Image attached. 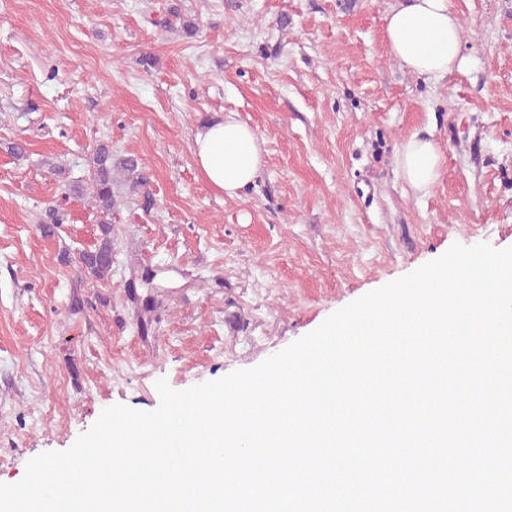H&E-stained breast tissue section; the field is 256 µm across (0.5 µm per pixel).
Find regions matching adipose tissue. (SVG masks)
<instances>
[{"instance_id": "obj_1", "label": "adipose tissue", "mask_w": 512, "mask_h": 512, "mask_svg": "<svg viewBox=\"0 0 512 512\" xmlns=\"http://www.w3.org/2000/svg\"><path fill=\"white\" fill-rule=\"evenodd\" d=\"M387 50L401 67L424 80H440L469 65L462 52L460 18L451 0H398L386 16ZM195 165L214 190L235 198L259 179L265 165L257 131L236 113L207 122L191 147ZM395 162L414 192L428 191L442 175L432 140H403Z\"/></svg>"}]
</instances>
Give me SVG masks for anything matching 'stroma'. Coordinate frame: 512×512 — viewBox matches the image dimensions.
Instances as JSON below:
<instances>
[{
    "instance_id": "1",
    "label": "stroma",
    "mask_w": 512,
    "mask_h": 512,
    "mask_svg": "<svg viewBox=\"0 0 512 512\" xmlns=\"http://www.w3.org/2000/svg\"><path fill=\"white\" fill-rule=\"evenodd\" d=\"M395 2L0 0V483L112 405L156 410L158 380L253 368L453 244L512 247V0H453L472 64L430 82L386 51ZM174 8L196 34L163 26ZM227 112L265 157L237 198L191 153ZM414 134L443 155L424 196L395 164ZM102 142L137 161L154 204L116 181L99 281L73 259L99 244L100 214L68 184Z\"/></svg>"
}]
</instances>
